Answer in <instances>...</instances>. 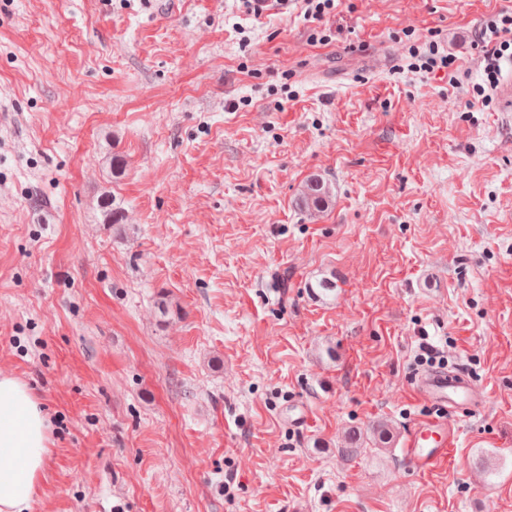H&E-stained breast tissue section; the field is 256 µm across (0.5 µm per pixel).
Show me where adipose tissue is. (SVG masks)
<instances>
[{"label": "adipose tissue", "instance_id": "adipose-tissue-1", "mask_svg": "<svg viewBox=\"0 0 512 512\" xmlns=\"http://www.w3.org/2000/svg\"><path fill=\"white\" fill-rule=\"evenodd\" d=\"M50 431L28 384L0 372V512H27L43 477Z\"/></svg>", "mask_w": 512, "mask_h": 512}]
</instances>
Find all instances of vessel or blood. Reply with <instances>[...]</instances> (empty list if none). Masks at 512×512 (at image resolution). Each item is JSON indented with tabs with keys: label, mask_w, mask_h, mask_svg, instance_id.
<instances>
[{
	"label": "vessel or blood",
	"mask_w": 512,
	"mask_h": 512,
	"mask_svg": "<svg viewBox=\"0 0 512 512\" xmlns=\"http://www.w3.org/2000/svg\"><path fill=\"white\" fill-rule=\"evenodd\" d=\"M415 394L433 405L436 413L410 428L402 455L409 468L426 473L445 464L457 444L454 415L480 406L483 394L470 381L442 371L419 374Z\"/></svg>",
	"instance_id": "b4317fda"
}]
</instances>
